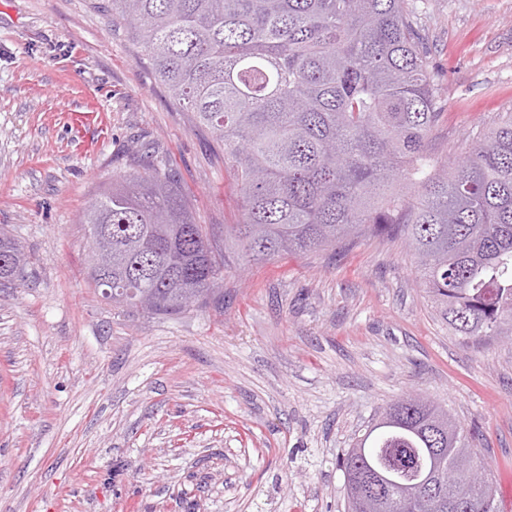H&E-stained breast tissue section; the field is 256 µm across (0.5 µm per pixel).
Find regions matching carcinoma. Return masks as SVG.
<instances>
[{
    "instance_id": "1",
    "label": "carcinoma",
    "mask_w": 512,
    "mask_h": 512,
    "mask_svg": "<svg viewBox=\"0 0 512 512\" xmlns=\"http://www.w3.org/2000/svg\"><path fill=\"white\" fill-rule=\"evenodd\" d=\"M173 103L224 151L241 222L224 225L248 262L397 237L448 329L464 342L512 335V112L448 164L407 0H108ZM80 223L110 225L112 298L183 312L180 285L211 288L223 257L172 170L148 164L102 188ZM27 256L0 231V284ZM461 472L434 495L385 491L382 512H497L490 470L448 410L408 396L388 405L339 460L345 490L383 459L427 474L430 454ZM467 467L483 471L472 484Z\"/></svg>"
}]
</instances>
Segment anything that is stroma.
Instances as JSON below:
<instances>
[{"label":"stroma","instance_id":"1","mask_svg":"<svg viewBox=\"0 0 512 512\" xmlns=\"http://www.w3.org/2000/svg\"><path fill=\"white\" fill-rule=\"evenodd\" d=\"M98 0H0V512H345L337 460L407 395L446 408L512 512V336L464 345L403 243L248 264L224 153ZM438 88L433 146L467 155L512 111V0H412ZM166 160L226 255L224 311L154 315L90 288L79 214ZM1 260H4L1 263ZM27 256L19 243L4 231H0V284H11L18 278L17 269L25 270Z\"/></svg>","mask_w":512,"mask_h":512}]
</instances>
